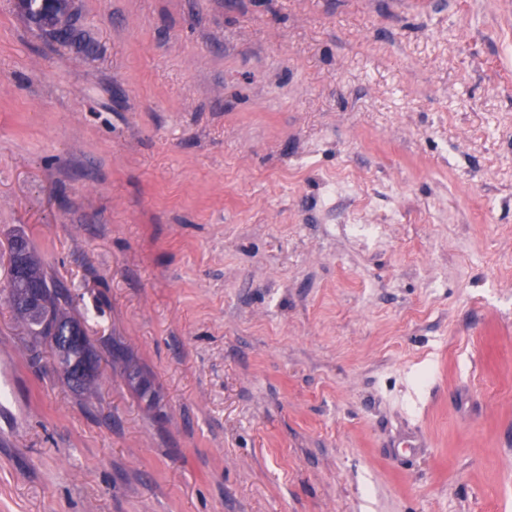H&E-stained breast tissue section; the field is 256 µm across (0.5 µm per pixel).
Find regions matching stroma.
<instances>
[{"label":"stroma","mask_w":512,"mask_h":512,"mask_svg":"<svg viewBox=\"0 0 512 512\" xmlns=\"http://www.w3.org/2000/svg\"><path fill=\"white\" fill-rule=\"evenodd\" d=\"M77 9L0 0V287L96 357L0 297V512H512V0ZM56 3V9L50 13H36L30 8L32 0H13L14 6L38 29L45 32L54 41H66L71 35L70 22L75 13V0H50ZM17 241L23 242L27 249L28 272L27 279L20 281L24 278L26 259L24 258V254L14 250L13 257L10 261L9 278L10 282H20L16 285H11L8 281L7 298L15 320L24 327L28 336H33L34 338L43 336L42 338L50 344L60 342L64 336L67 340L71 339L75 341L79 339L83 335L82 329H78L74 325L66 326L64 329H61L59 325H79L71 315L69 300L64 291L48 277L43 264L37 257L30 242L22 236L16 237L13 240L15 243ZM28 288H31L28 293V299L36 304L38 302L36 299L39 296V300L42 302L39 306L45 310L51 311L55 321L59 323L54 322L49 312L43 313L44 325H46V331L48 332L47 336H44L45 327L43 326L40 312L21 299V295L25 294ZM37 288H39L40 295L36 290ZM86 348H90V344L85 335L83 336L82 343L80 344L72 342L65 346L58 343L55 346L59 361L63 365L66 372L71 365L79 364L83 360L84 350Z\"/></svg>","instance_id":"35a3bbf8"}]
</instances>
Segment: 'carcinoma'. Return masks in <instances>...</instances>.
Instances as JSON below:
<instances>
[{"mask_svg":"<svg viewBox=\"0 0 512 512\" xmlns=\"http://www.w3.org/2000/svg\"><path fill=\"white\" fill-rule=\"evenodd\" d=\"M18 240L23 242L27 249L28 272L26 280L15 285H7V298L15 320L24 327L28 335L35 338L44 335L45 327L40 312L21 299V295L28 289L37 288L40 291L41 307L51 311L56 322L61 325L76 323L69 310L68 298L64 291L48 277L33 246L22 236L18 237ZM88 347L90 344L84 337L80 344L72 342L65 346L59 343L55 346V350L60 363L67 369L83 360L84 350Z\"/></svg>","mask_w":512,"mask_h":512,"instance_id":"cac0c4a2","label":"carcinoma"}]
</instances>
